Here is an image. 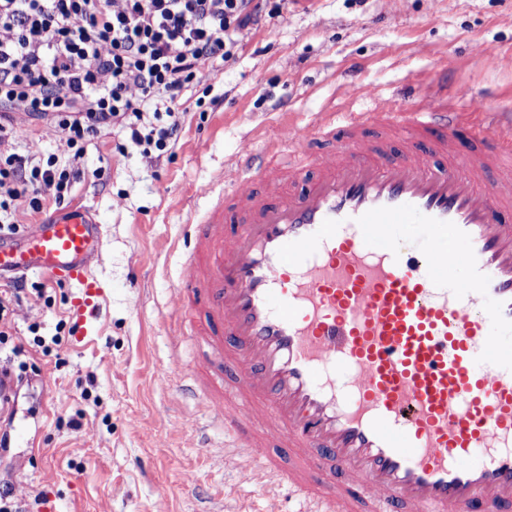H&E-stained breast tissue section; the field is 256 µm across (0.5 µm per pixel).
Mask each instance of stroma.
Instances as JSON below:
<instances>
[{
	"mask_svg": "<svg viewBox=\"0 0 512 512\" xmlns=\"http://www.w3.org/2000/svg\"><path fill=\"white\" fill-rule=\"evenodd\" d=\"M447 69L499 112L512 113V0H281L243 30L231 58L204 69L178 107V142L162 156L120 154L119 132L88 147L69 208L90 210L105 230L93 269L103 315L86 338L73 318L74 287L52 285L50 301L23 306L18 338L31 353L13 416L0 415L14 445L0 456V485L28 512H282L263 485L240 484L220 446L199 447L201 401H179L153 380L177 366L164 323L186 259L185 225L205 215L232 176L238 152L287 125L325 112L375 106L409 88L434 98ZM215 109L196 107L202 93ZM38 323V333L28 326ZM64 323L61 346L43 352L34 335ZM81 420L73 429L71 419ZM194 472L195 486L182 484Z\"/></svg>",
	"mask_w": 512,
	"mask_h": 512,
	"instance_id": "obj_1",
	"label": "stroma"
}]
</instances>
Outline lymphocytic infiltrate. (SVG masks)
Wrapping results in <instances>:
<instances>
[{
	"instance_id": "lymphocytic-infiltrate-1",
	"label": "lymphocytic infiltrate",
	"mask_w": 512,
	"mask_h": 512,
	"mask_svg": "<svg viewBox=\"0 0 512 512\" xmlns=\"http://www.w3.org/2000/svg\"><path fill=\"white\" fill-rule=\"evenodd\" d=\"M268 0H0V239L22 232L21 204L62 208L84 174L95 138L119 129L144 153L176 144L175 108L208 65L231 57L237 34L256 24ZM53 129L69 150L25 155L14 113ZM43 284L0 296V349L17 368H0V391L23 382L27 352L14 343L15 312Z\"/></svg>"
}]
</instances>
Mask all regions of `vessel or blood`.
<instances>
[{
  "mask_svg": "<svg viewBox=\"0 0 512 512\" xmlns=\"http://www.w3.org/2000/svg\"><path fill=\"white\" fill-rule=\"evenodd\" d=\"M236 166L188 233L171 339L204 353L178 394L320 512H512V187L486 186L512 175V127L457 87L326 113ZM103 247L74 209L0 244V273L76 287L84 328Z\"/></svg>",
  "mask_w": 512,
  "mask_h": 512,
  "instance_id": "obj_1",
  "label": "vessel or blood"
}]
</instances>
